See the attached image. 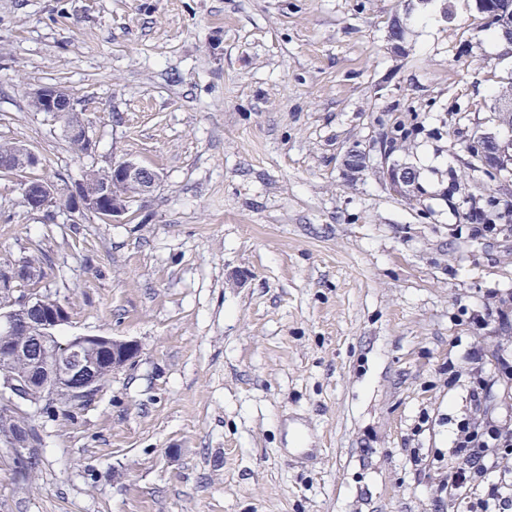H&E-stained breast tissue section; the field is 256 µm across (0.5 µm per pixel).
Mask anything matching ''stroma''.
<instances>
[{
  "instance_id": "1",
  "label": "stroma",
  "mask_w": 512,
  "mask_h": 512,
  "mask_svg": "<svg viewBox=\"0 0 512 512\" xmlns=\"http://www.w3.org/2000/svg\"><path fill=\"white\" fill-rule=\"evenodd\" d=\"M405 52L390 49L393 16ZM512 55L475 0H0V140L61 186L132 160L155 189L115 223L22 207L0 173V263L42 251L62 337L135 341L73 415H38L28 483L0 446V512H464L448 494L455 424L512 429V381L474 407L477 354H512V229L478 233L470 198L512 203V173L468 167L500 138ZM68 90L91 146L29 93ZM417 128L392 158L380 141ZM369 168L347 172L351 147ZM484 323H477V316ZM299 429L317 458L297 459ZM412 173L414 172L409 166H396L393 163L384 171L386 183L396 195H401L407 188L411 182Z\"/></svg>"
}]
</instances>
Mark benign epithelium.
I'll use <instances>...</instances> for the list:
<instances>
[{"label": "benign epithelium", "instance_id": "7a95c632", "mask_svg": "<svg viewBox=\"0 0 512 512\" xmlns=\"http://www.w3.org/2000/svg\"><path fill=\"white\" fill-rule=\"evenodd\" d=\"M403 29L400 18L391 20L389 39L396 54L405 51ZM30 101L36 111L64 120L71 138L89 142L83 122L74 117L73 100L67 91L38 87L30 92ZM484 139L492 140L495 149L489 156H481V162L498 176L512 162V139L500 140L490 133L475 137L477 141ZM41 163L32 149L17 144L8 171L23 172ZM412 173L410 167L393 163L384 171L386 183L396 195L407 188ZM155 184L153 171L124 161L112 166L108 178L94 187L82 181L62 191L51 181L29 177L22 183V194L32 212L47 210L63 196L67 198L63 212L70 223H81L87 213L114 222L128 212L135 198L151 192ZM39 278V270L19 261L0 266V399L6 402L0 415L14 422L12 430L0 434V442L15 449L21 461L27 458L23 451L35 445L33 415L56 409L61 400L71 403L95 395L103 373L122 368L138 353V345L131 340L79 334L58 345L54 359H46L45 341L69 322L70 315L61 302L49 303L43 295L26 289Z\"/></svg>", "mask_w": 512, "mask_h": 512}]
</instances>
